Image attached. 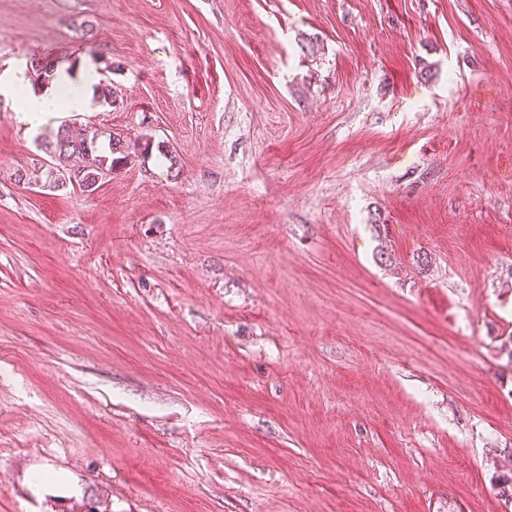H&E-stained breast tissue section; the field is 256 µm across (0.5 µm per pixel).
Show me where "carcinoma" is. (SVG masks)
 Returning <instances> with one entry per match:
<instances>
[{"label":"carcinoma","instance_id":"cac0c4a2","mask_svg":"<svg viewBox=\"0 0 512 512\" xmlns=\"http://www.w3.org/2000/svg\"><path fill=\"white\" fill-rule=\"evenodd\" d=\"M34 83L43 87L56 78L59 61L50 56L30 58ZM93 99L97 103L111 106L118 100L119 92L109 77H104L93 87ZM35 144L46 155L60 162L77 157L83 162V185L81 189L93 192L99 183L118 168L128 163L132 151L150 152V143L130 145L119 134L93 129L75 122L60 125L49 137L36 136Z\"/></svg>","mask_w":512,"mask_h":512}]
</instances>
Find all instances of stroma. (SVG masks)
Instances as JSON below:
<instances>
[{
	"label": "stroma",
	"mask_w": 512,
	"mask_h": 512,
	"mask_svg": "<svg viewBox=\"0 0 512 512\" xmlns=\"http://www.w3.org/2000/svg\"><path fill=\"white\" fill-rule=\"evenodd\" d=\"M56 53L153 150L0 102V512H512V0H0ZM102 142L107 145L102 146ZM35 144L59 164L71 157L81 158L84 183L79 188L87 192L95 191L103 179L127 164L132 155L130 142L120 134L77 122L61 124L49 137L37 135Z\"/></svg>",
	"instance_id": "stroma-1"
}]
</instances>
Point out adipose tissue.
<instances>
[{"instance_id":"obj_1","label":"adipose tissue","mask_w":512,"mask_h":512,"mask_svg":"<svg viewBox=\"0 0 512 512\" xmlns=\"http://www.w3.org/2000/svg\"><path fill=\"white\" fill-rule=\"evenodd\" d=\"M96 76L91 72L71 75L59 72L55 81L44 90L26 92L16 97L14 90L0 91V96L12 99L14 110L29 130L43 127L51 118L65 110H84L91 97Z\"/></svg>"}]
</instances>
